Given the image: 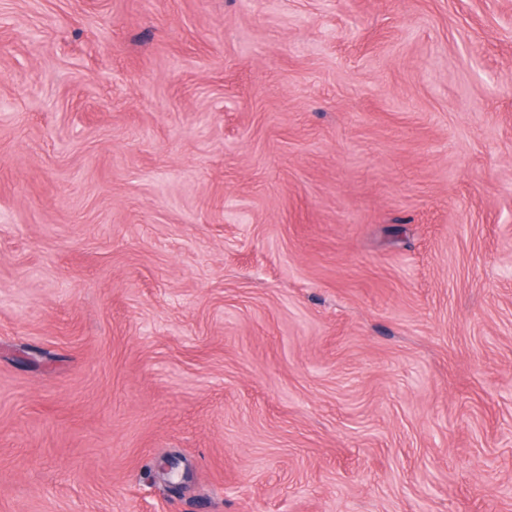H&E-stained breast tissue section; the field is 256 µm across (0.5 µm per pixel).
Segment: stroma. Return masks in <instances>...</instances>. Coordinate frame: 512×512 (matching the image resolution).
<instances>
[{"label": "stroma", "instance_id": "obj_1", "mask_svg": "<svg viewBox=\"0 0 512 512\" xmlns=\"http://www.w3.org/2000/svg\"><path fill=\"white\" fill-rule=\"evenodd\" d=\"M0 512H512V0H0Z\"/></svg>", "mask_w": 512, "mask_h": 512}]
</instances>
